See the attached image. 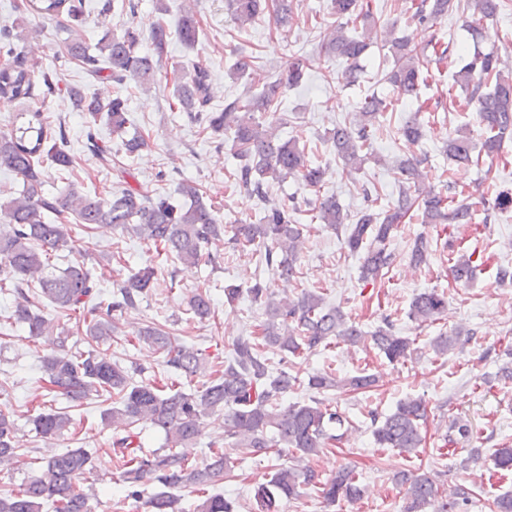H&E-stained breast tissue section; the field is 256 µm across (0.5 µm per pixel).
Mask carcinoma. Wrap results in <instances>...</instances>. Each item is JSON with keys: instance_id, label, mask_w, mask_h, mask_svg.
<instances>
[{"instance_id": "cac0c4a2", "label": "carcinoma", "mask_w": 512, "mask_h": 512, "mask_svg": "<svg viewBox=\"0 0 512 512\" xmlns=\"http://www.w3.org/2000/svg\"><path fill=\"white\" fill-rule=\"evenodd\" d=\"M474 11L466 17L467 28L476 49L459 57L455 83L467 93L465 104L476 108L481 129L480 142H474L470 131L459 128L448 135L445 151L460 166L479 164L482 158L499 157L504 142L512 140V69H505L502 59L492 52L484 53L477 45L486 37L487 22L494 20L509 0H474ZM296 0H227V7L240 25L254 23L268 16L275 27L291 23ZM453 0H410L407 13L419 26L410 37L396 35L397 25L381 20L371 7V0H330L332 23L324 24L322 52L342 59L347 67L337 80L350 87L360 82L358 61L373 43L388 48L393 67L382 80L392 86L397 96H418L419 86L427 80L432 62L450 56V44L432 32L437 20L447 15ZM26 22L38 25L45 20L67 14L72 38L67 44V57L79 64L91 77L103 71L114 82L127 79L150 89L157 81L159 63L168 55L171 32L161 19L149 28L150 52L140 50V35L135 27L124 35L105 34L90 51L78 27L82 23L81 7L72 0H23ZM181 43L192 48L199 39V25L189 7L183 8L178 30ZM0 48L14 61L0 67V98L27 105L31 119L27 125L0 129V165L10 169L22 182V189L0 207V293L17 297L7 320L24 327L28 335L40 339L52 336L60 326L59 319L43 313L38 301H48L61 313L75 312L89 303L96 292V282L85 263L76 260L62 269L53 260L57 253L74 248L69 223L86 230L96 224H108L121 234L136 236L172 255L184 265H198L210 257L208 247L222 240L224 225L218 223L213 204L204 200L201 186L184 180L178 187L183 202L175 205L169 199H150L133 189L115 191L108 198L79 192L71 180L75 158L66 145L62 127L45 115L43 106L34 98V89L44 86L52 93L56 87L53 73L38 70V62L5 41ZM311 61L296 57L273 81L265 80L252 60L241 57L229 70L230 78L246 79V91L225 102L220 112H209V70L197 64L189 72L175 68L169 82L179 108L204 125L205 130L224 135L239 160L235 171L236 185L257 195L265 204L264 214L256 224H235L229 242L258 253L275 280L291 282L298 278L299 258L304 237L294 215L301 211L293 196L278 202L269 201L265 185L287 178L318 192L307 202L313 218L332 230H339L347 214L335 194L321 195L328 169L311 164L299 140H283L273 127L256 120L255 113L278 109L285 90L301 85ZM73 109L84 115L87 138L94 141L90 128L103 121L121 138L122 150L134 155L147 140L140 134L125 138L128 124L125 101L119 97L88 93L73 86L67 92ZM393 106V99L375 93L361 97L352 119L336 125L328 132L341 173L353 177L362 170L377 134L381 113ZM425 109L419 105L399 129L400 139L411 148L424 136L419 119ZM425 159L404 156L395 161L398 195L386 209L375 212L378 196L362 187L364 207L356 223L349 225L344 244L360 258V277L376 281L395 260L388 243L393 232L411 212L417 211L421 223L448 227L470 224L473 204L460 201L451 189L442 191L425 185L422 165ZM52 167L63 186L54 193L45 191V170ZM512 206V193H501L484 207L485 222L500 210ZM429 240L420 237L410 253V263H428ZM455 282L468 283L474 269L470 261L459 259L449 267ZM156 271L151 266L139 269L125 279L113 281L112 301L100 307L98 316L86 324V336L93 342L107 339L118 332L125 312L134 310L149 288L154 286ZM264 309V320L253 336L236 338L224 369L201 386L189 391L182 387L166 389L149 381H137L134 375L144 369H128L93 350L73 351L60 341L58 348L42 357L48 392L80 403L90 395H108L112 407L105 410L101 421L112 430V446L124 459L122 482L127 497L145 499L147 512H178L179 499L174 489L202 490L226 478L239 458L232 452L268 456H288V462L274 466L269 479L254 494L255 512H279L280 505L295 499L303 486H317L323 501L334 505L344 500L357 503L362 496L359 473L351 465L341 466L333 477L323 481L311 466L314 457L324 449L343 443L352 425L337 407L326 399L314 398L308 403H286L288 392L300 383L299 368H277L271 356H307L332 342L350 347L371 344L388 361L400 362L413 352L414 340L403 336L387 317L373 330L366 331L339 306H330L321 291L302 289L296 296L278 294L267 282L257 279L248 288L236 284L224 286L225 302L232 305L242 296ZM189 306L196 317L211 316L213 302L204 292H195ZM448 301L435 290L422 292L413 299L409 316L419 324H432L447 313ZM464 332L455 328L431 339L429 347L437 357H445L461 344ZM138 342L152 348L164 358L167 367L187 378L202 373L206 365L194 346L177 344L162 326L147 324L135 331ZM307 387L318 394L330 391L362 392L377 386L373 374L340 376L328 370L306 372ZM224 415V444L205 461L191 458V449L202 435V418ZM427 421V406L420 397L399 401L390 413L371 414L372 437L379 448H394L410 456L422 447V433ZM149 422L165 434L168 448L141 456L140 436L136 425ZM40 437L58 439L70 430L72 417L64 411L41 412L32 419ZM14 415L0 408V465L20 462L14 445ZM92 470L91 455L83 448H70L43 461L40 469L28 477L17 492L0 493V512H90V494L80 490L76 481ZM397 481L404 487L401 512H464L472 503L474 491L464 484L450 489L438 486L434 475L427 472H401ZM156 485L146 493L147 486ZM197 512H235V504L222 494L204 499Z\"/></svg>"}]
</instances>
